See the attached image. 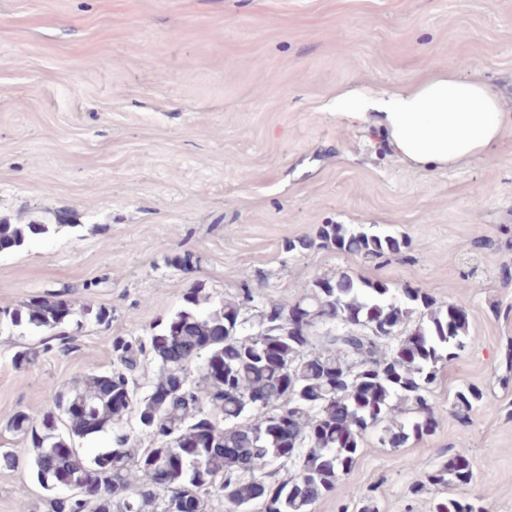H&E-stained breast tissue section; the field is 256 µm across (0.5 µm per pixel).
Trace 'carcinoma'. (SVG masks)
<instances>
[{
	"instance_id": "carcinoma-1",
	"label": "carcinoma",
	"mask_w": 512,
	"mask_h": 512,
	"mask_svg": "<svg viewBox=\"0 0 512 512\" xmlns=\"http://www.w3.org/2000/svg\"><path fill=\"white\" fill-rule=\"evenodd\" d=\"M47 231L45 224H0V248H19ZM319 239L366 258L402 247L391 235L345 224L322 225ZM252 301L248 288L232 299L190 288L181 307L147 336L112 337L108 374L87 375L69 391L51 389L42 411L12 417L9 428L23 436L28 466L47 491L43 512H208L214 501L225 512L255 503L261 512H312L355 468L370 429L397 413L411 418L383 427L393 442L436 430L433 385L440 367L468 346L460 306L438 307L427 291L343 273L313 280L294 303L305 319L298 333L288 320L264 316L288 310L275 302L262 308L258 331L250 333L243 311ZM422 308L427 319L379 355V343ZM111 317L104 306L78 305L58 293L0 310V321L47 334L43 351L62 354L75 349L86 322L107 326ZM322 326L328 331L320 336ZM149 361L158 376L142 391L139 374ZM480 405L485 395L477 386L454 393L460 418ZM282 413L286 430L278 424ZM131 415L136 428L129 432ZM108 431L112 447L91 458L67 448ZM175 449L185 452L183 463L167 465L160 484L157 468ZM276 460L293 463L294 474L280 478ZM472 477L466 448L427 475L428 483L450 491L434 512H485L483 504L452 494Z\"/></svg>"
}]
</instances>
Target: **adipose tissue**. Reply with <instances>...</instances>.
I'll return each instance as SVG.
<instances>
[{"instance_id": "ef3b65f1", "label": "adipose tissue", "mask_w": 512, "mask_h": 512, "mask_svg": "<svg viewBox=\"0 0 512 512\" xmlns=\"http://www.w3.org/2000/svg\"><path fill=\"white\" fill-rule=\"evenodd\" d=\"M331 107L353 121L376 117L392 153L422 168L485 154L507 120L491 85L478 78L459 80L443 67L430 68L411 89L378 98L341 93Z\"/></svg>"}]
</instances>
